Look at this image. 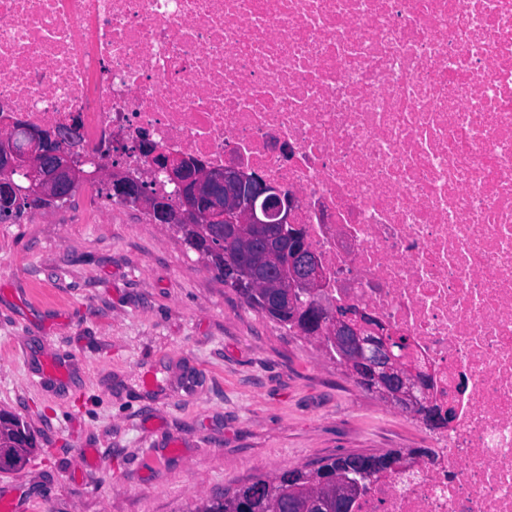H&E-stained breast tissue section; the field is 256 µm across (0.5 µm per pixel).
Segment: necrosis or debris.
Segmentation results:
<instances>
[{
  "instance_id": "necrosis-or-debris-1",
  "label": "necrosis or debris",
  "mask_w": 512,
  "mask_h": 512,
  "mask_svg": "<svg viewBox=\"0 0 512 512\" xmlns=\"http://www.w3.org/2000/svg\"><path fill=\"white\" fill-rule=\"evenodd\" d=\"M258 171L454 425L358 512H512V0H0V130Z\"/></svg>"
}]
</instances>
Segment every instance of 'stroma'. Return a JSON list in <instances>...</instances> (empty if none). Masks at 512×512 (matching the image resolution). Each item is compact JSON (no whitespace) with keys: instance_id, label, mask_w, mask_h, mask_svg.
<instances>
[{"instance_id":"1","label":"stroma","mask_w":512,"mask_h":512,"mask_svg":"<svg viewBox=\"0 0 512 512\" xmlns=\"http://www.w3.org/2000/svg\"><path fill=\"white\" fill-rule=\"evenodd\" d=\"M83 204L0 224V409L36 439L0 472L20 512H193L285 469L431 447L424 425L247 305L181 236ZM50 359L68 366L54 388L40 380Z\"/></svg>"}]
</instances>
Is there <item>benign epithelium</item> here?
<instances>
[{
	"label": "benign epithelium",
	"mask_w": 512,
	"mask_h": 512,
	"mask_svg": "<svg viewBox=\"0 0 512 512\" xmlns=\"http://www.w3.org/2000/svg\"><path fill=\"white\" fill-rule=\"evenodd\" d=\"M75 138L76 128L70 126L0 132V224L20 217L24 201L45 210L73 197L86 177L82 165L92 161L78 159L70 148ZM139 148L149 158L148 172L135 177L120 166L110 167L103 177L108 195L137 203L151 223L175 234L192 230L190 243L198 251L215 254L218 243L228 251L236 240H243L249 249L237 260H224L228 286L260 312L281 314L301 335L323 342L330 357L382 402L439 430L453 425V405L431 409L424 386L428 371L410 352L409 342L372 310L329 297L325 259L292 223L286 193L255 172L202 168L186 157L158 150L147 138L141 139ZM158 175L173 186L179 206H173L168 195L149 189L150 179ZM288 227L293 230L288 242L292 256L285 267L270 244L269 230ZM421 457L420 448L369 454L366 465L346 473L322 472L305 497L314 498L317 489L330 487L336 490L340 512H355L377 468L406 471Z\"/></svg>",
	"instance_id": "benign-epithelium-1"
}]
</instances>
